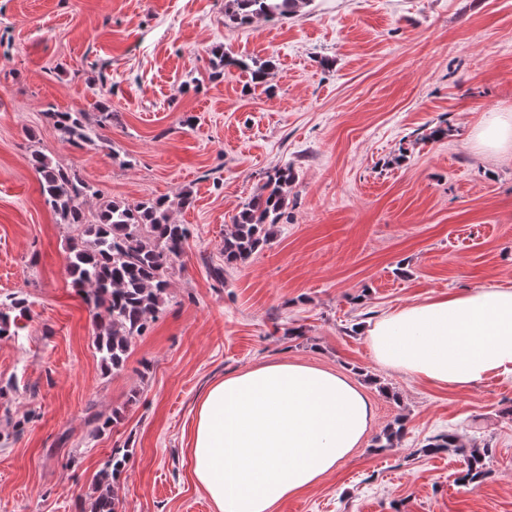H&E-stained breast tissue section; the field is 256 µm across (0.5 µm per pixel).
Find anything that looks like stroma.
I'll use <instances>...</instances> for the list:
<instances>
[{"mask_svg": "<svg viewBox=\"0 0 512 512\" xmlns=\"http://www.w3.org/2000/svg\"><path fill=\"white\" fill-rule=\"evenodd\" d=\"M226 2L0 0V310L28 307L0 337V512H80L123 446L119 512H215L187 454L201 396L291 361L347 377L375 422L277 512H512V376L442 388L378 364L359 331L430 297L512 286V149L475 138L488 114L512 113V0H308L245 27L225 26ZM219 44L273 61L268 87L214 73ZM104 107L103 141L82 148L44 117L80 112L93 128ZM35 150L108 198H195L173 211L191 234L121 370L93 346ZM285 166L295 183L270 245L211 279L232 217ZM399 417L398 447L377 449ZM446 432L489 449L478 488L456 482L464 456L423 453Z\"/></svg>", "mask_w": 512, "mask_h": 512, "instance_id": "1", "label": "stroma"}]
</instances>
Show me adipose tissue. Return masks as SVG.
<instances>
[{
	"mask_svg": "<svg viewBox=\"0 0 512 512\" xmlns=\"http://www.w3.org/2000/svg\"><path fill=\"white\" fill-rule=\"evenodd\" d=\"M364 332L379 364L443 388L512 375L508 287L408 305ZM372 418L363 393L330 370L277 363L228 375L197 405L192 474L217 512H276L334 473L361 446Z\"/></svg>",
	"mask_w": 512,
	"mask_h": 512,
	"instance_id": "ef3b65f1",
	"label": "adipose tissue"
}]
</instances>
